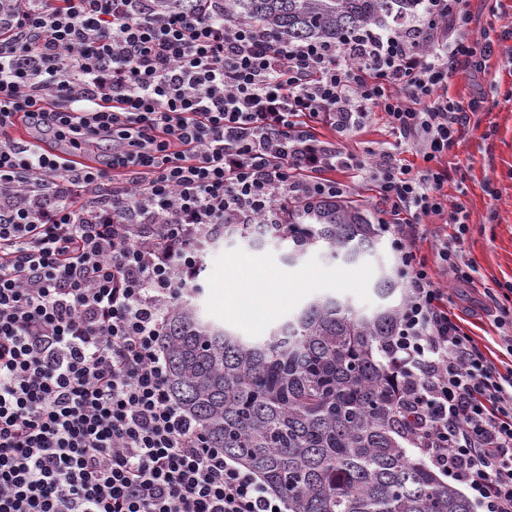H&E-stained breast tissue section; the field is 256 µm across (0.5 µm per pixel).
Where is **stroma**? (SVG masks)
<instances>
[{
    "label": "stroma",
    "mask_w": 512,
    "mask_h": 512,
    "mask_svg": "<svg viewBox=\"0 0 512 512\" xmlns=\"http://www.w3.org/2000/svg\"><path fill=\"white\" fill-rule=\"evenodd\" d=\"M470 16L468 34L476 51L492 44L493 52L484 72L459 71L448 79L449 96L466 102L476 96L485 103L478 114L480 123L450 149L444 159L450 170L463 176L462 187L448 186L449 198L462 202L469 216V231L463 249L477 271L473 282L452 286L451 278L437 270L436 281L450 287L456 314L472 323L476 336L488 340L501 360H508L500 331L485 311L492 299L501 298L512 286V0H467ZM316 135L338 142L346 152L364 155L391 150L395 139L381 116L345 138L319 127ZM287 243L270 240L263 247L236 237L204 254L194 294L205 318L251 341L269 338L273 329L298 313L313 297H350L356 307L373 310L379 304L374 284L382 267L393 266L391 235H384L377 257L347 264L325 257L322 251L308 252L297 264L284 258ZM238 265L267 268L294 292L281 300L261 326L229 312L224 307V284Z\"/></svg>",
    "instance_id": "stroma-1"
}]
</instances>
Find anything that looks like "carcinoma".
Returning a JSON list of instances; mask_svg holds the SVG:
<instances>
[{
	"mask_svg": "<svg viewBox=\"0 0 512 512\" xmlns=\"http://www.w3.org/2000/svg\"><path fill=\"white\" fill-rule=\"evenodd\" d=\"M424 14L423 0H224V16L277 41L338 45L388 21ZM382 223L345 199L288 207V228L235 224L254 246L271 235L288 263L312 249L346 263L376 256ZM396 268L375 284L371 312L317 296L263 342L204 319L188 297L163 339L174 398L215 448L282 496L288 512H471L469 500L408 455L403 388L387 345L406 298Z\"/></svg>",
	"mask_w": 512,
	"mask_h": 512,
	"instance_id": "carcinoma-1",
	"label": "carcinoma"
}]
</instances>
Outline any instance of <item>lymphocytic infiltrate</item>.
Instances as JSON below:
<instances>
[{
    "label": "lymphocytic infiltrate",
    "instance_id": "f902f5d3",
    "mask_svg": "<svg viewBox=\"0 0 512 512\" xmlns=\"http://www.w3.org/2000/svg\"><path fill=\"white\" fill-rule=\"evenodd\" d=\"M427 2L432 26L339 46L274 42L224 0H0V512H288L182 412L162 339L208 234L287 223L289 202L363 182L407 290L389 350L410 445L478 512H512V365L466 331L420 248L471 281L443 158L481 105L447 86L485 62L465 0ZM375 114L422 167L311 130ZM14 126L27 145L4 137Z\"/></svg>",
    "mask_w": 512,
    "mask_h": 512
}]
</instances>
